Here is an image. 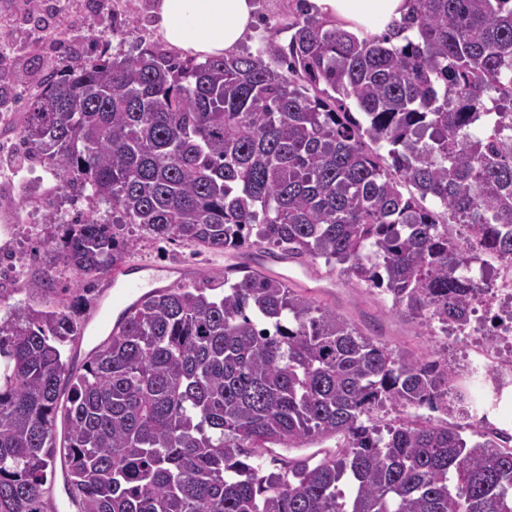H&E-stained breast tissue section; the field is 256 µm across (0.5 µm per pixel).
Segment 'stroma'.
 I'll list each match as a JSON object with an SVG mask.
<instances>
[{
	"label": "stroma",
	"mask_w": 512,
	"mask_h": 512,
	"mask_svg": "<svg viewBox=\"0 0 512 512\" xmlns=\"http://www.w3.org/2000/svg\"><path fill=\"white\" fill-rule=\"evenodd\" d=\"M154 0H62L64 23L71 30L65 42L52 34L35 31L25 25L16 0H0V40L8 43L0 50V198L12 200L20 220L13 224L7 241L0 243V256L13 257L23 275H31L36 266L35 250L44 248L55 233L44 222L47 209L65 217L82 212L103 223H111L108 205L90 194L75 190L57 192V180L49 164L34 162L23 155L14 129L22 119L25 101L16 73L25 71L34 55H42L46 64L62 66L89 57H111L132 50L140 43L157 42L152 26ZM115 22L116 33L103 26ZM122 234L131 240V259L160 266L181 264L198 268L200 276L223 273L228 263L223 253L178 242L160 243L139 227L126 225ZM320 303L341 307L361 328L386 343L389 348L425 358L432 354L447 357L456 371L465 366L466 345L453 337L433 336L418 322L408 320L390 309L389 302L365 285L344 277L337 278L334 294H318Z\"/></svg>",
	"instance_id": "35a3bbf8"
}]
</instances>
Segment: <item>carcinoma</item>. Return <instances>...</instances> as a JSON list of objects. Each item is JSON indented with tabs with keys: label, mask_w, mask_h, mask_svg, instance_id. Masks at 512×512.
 I'll list each match as a JSON object with an SVG mask.
<instances>
[{
	"label": "carcinoma",
	"mask_w": 512,
	"mask_h": 512,
	"mask_svg": "<svg viewBox=\"0 0 512 512\" xmlns=\"http://www.w3.org/2000/svg\"><path fill=\"white\" fill-rule=\"evenodd\" d=\"M413 2L372 38L292 0L288 22L260 18L255 54L149 46L48 68L17 136L61 190L158 240L236 259L254 235L450 336L489 292L483 256L512 261V0ZM38 13L24 21L65 35ZM45 223L62 233L25 290L46 306L0 320V512H57L58 465L78 512H512L499 437L371 418L389 405L473 419L448 360L395 354L247 264L133 305L76 365L66 348L95 299L49 300L58 264L98 279L131 245L90 216Z\"/></svg>",
	"instance_id": "carcinoma-1"
}]
</instances>
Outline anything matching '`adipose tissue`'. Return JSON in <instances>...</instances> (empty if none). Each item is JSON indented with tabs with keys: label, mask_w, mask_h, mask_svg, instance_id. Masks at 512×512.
<instances>
[{
	"label": "adipose tissue",
	"mask_w": 512,
	"mask_h": 512,
	"mask_svg": "<svg viewBox=\"0 0 512 512\" xmlns=\"http://www.w3.org/2000/svg\"><path fill=\"white\" fill-rule=\"evenodd\" d=\"M313 12L359 37L379 36L411 0H309ZM153 26L170 48L205 59L239 53L255 32V0H154Z\"/></svg>",
	"instance_id": "adipose-tissue-1"
}]
</instances>
